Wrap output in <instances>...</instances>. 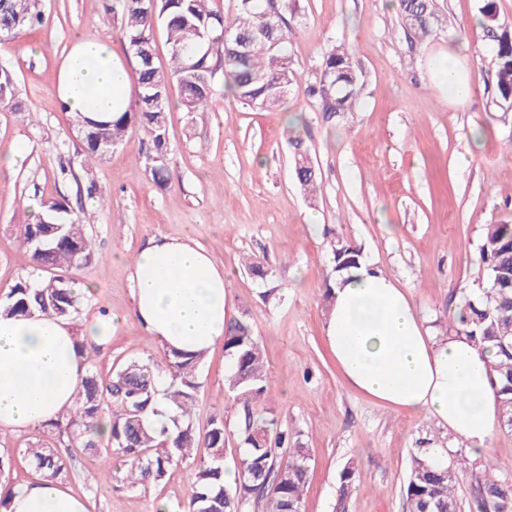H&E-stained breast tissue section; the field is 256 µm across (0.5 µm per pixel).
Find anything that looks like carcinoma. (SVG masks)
I'll return each mask as SVG.
<instances>
[{"label":"carcinoma","instance_id":"cac0c4a2","mask_svg":"<svg viewBox=\"0 0 512 512\" xmlns=\"http://www.w3.org/2000/svg\"><path fill=\"white\" fill-rule=\"evenodd\" d=\"M283 11L284 0H237L229 16L209 7V0H115L112 12L120 16L123 41L137 64V108L106 122L76 117V127L90 159L102 154L97 139L122 144L132 124L152 137L156 151L152 174L159 182L165 172L167 112L170 90L177 87L179 103L186 112L205 109L212 100V60L224 69L225 88L241 104L265 111L287 103L298 83L291 54V27L283 20L270 34L275 49L257 46L238 52L237 42L256 35L266 24L265 13ZM42 21L39 0H0V30L17 31ZM161 25L169 46L172 66L162 72L155 64L153 29ZM401 28L416 38L433 36L443 24L437 0H400ZM479 24L484 35L496 42L494 98L500 104L512 99V34L501 29L497 0H482ZM360 77L344 46L323 54L315 81L307 87L322 111L332 117L356 110ZM0 105L15 112L26 111L18 99L14 72L0 66ZM292 170L297 185L311 200L318 196V167L301 133L289 138ZM19 238L32 252L33 261L47 277L40 281L21 278L7 299L0 303V316L29 318L36 315L74 319L77 297L70 273L95 256L84 225L68 217L61 202L45 205L42 219L18 225ZM331 274L359 265L361 248L342 235L328 241ZM492 288L464 292L461 310L448 321V334L465 336L475 346L495 351L491 386L497 394L501 426L512 430V224H488L479 247ZM224 350L233 361L224 385L237 406L234 462L238 479L224 483L227 469L224 452V417L209 421L206 432H197L194 414L198 402V372L205 352L162 350L146 360H126L111 377L100 379L86 355L88 368L74 406L45 423L47 439L25 449L29 465L42 478L62 481L67 460L85 451L102 460L124 459L127 470L120 483L129 491L147 490L159 484L169 471L192 458V451L207 448V457L195 468L194 490L178 512H245L252 502H261L265 512H302L303 492L308 483L311 449L289 437L278 421L254 412L270 388L264 357L251 323L244 316L231 320L224 331ZM107 412L112 422L108 440L96 433L98 418ZM456 451L445 463L432 442H419L410 450L404 484L406 512H463L458 496V477H474L473 512H512V483L492 474L487 462ZM356 467L346 464L340 473L338 505L355 488Z\"/></svg>","mask_w":512,"mask_h":512}]
</instances>
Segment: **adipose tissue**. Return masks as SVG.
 Segmentation results:
<instances>
[{"instance_id":"1","label":"adipose tissue","mask_w":512,"mask_h":512,"mask_svg":"<svg viewBox=\"0 0 512 512\" xmlns=\"http://www.w3.org/2000/svg\"><path fill=\"white\" fill-rule=\"evenodd\" d=\"M55 93L68 112L109 121L129 108L132 75L109 41L74 35L57 71ZM229 272L191 235L160 237L142 248L131 269L134 310L162 345L194 353L224 337L233 304ZM325 326L346 383L380 403L446 426L471 457H483L499 424L490 385L495 355L467 337L430 336L406 289L369 262L337 279ZM112 322L76 330L50 316L0 317V427L22 430L57 418L74 404L85 374L80 336L102 338ZM12 512H86L61 484L38 480L16 490Z\"/></svg>"}]
</instances>
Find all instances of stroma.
<instances>
[{"label":"stroma","instance_id":"1","mask_svg":"<svg viewBox=\"0 0 512 512\" xmlns=\"http://www.w3.org/2000/svg\"><path fill=\"white\" fill-rule=\"evenodd\" d=\"M112 0H41V26L0 38V65L16 77L23 112L0 108V147L15 141L30 153L19 168L0 169V301L19 277L33 273L17 227L29 223L27 201H63L92 238L96 257L76 272V323L114 318L110 336L84 337L100 377L128 359L157 355L159 340L133 312L131 264L155 237L192 234L230 271L234 317H247L265 356L271 387L259 403L312 450L303 512H336L339 473L354 463L358 480L346 512H405L409 450L419 438L438 446L452 438L434 421L394 410L349 387L325 337L321 295L330 273L325 230L354 241L365 258L406 288L427 326L446 335L448 310L462 290L485 288L477 260L485 225L512 224V109L488 91L492 41L477 29L481 0H438L447 26L426 39L408 37L399 0H288L294 67L300 87L286 107L252 111L224 91L215 73L204 112L172 105L168 114V179L157 185L152 145L140 128L103 159L87 161L71 113L54 90L59 64L75 33L110 41L125 53ZM345 45L361 77L360 106L325 119L302 85L314 80L323 52ZM454 59L467 73L470 98L450 97L437 77ZM300 128L321 172V192L308 203L296 184L287 138ZM317 223H306L308 213ZM259 263L264 277L247 262ZM230 362L216 343L200 368L196 427L224 415L234 426L224 388ZM32 426L0 428V448L16 455L10 480L35 479L21 448L41 439ZM194 465L169 472L158 486L130 492L103 480L96 456H77L66 488L87 512H169L192 489Z\"/></svg>","mask_w":512,"mask_h":512}]
</instances>
